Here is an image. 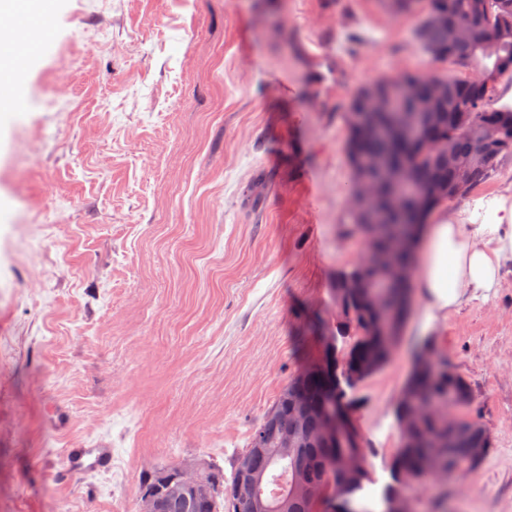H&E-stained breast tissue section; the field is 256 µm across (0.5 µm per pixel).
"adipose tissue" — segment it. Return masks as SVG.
<instances>
[{
	"label": "adipose tissue",
	"mask_w": 512,
	"mask_h": 512,
	"mask_svg": "<svg viewBox=\"0 0 512 512\" xmlns=\"http://www.w3.org/2000/svg\"><path fill=\"white\" fill-rule=\"evenodd\" d=\"M45 0H0V10L12 20L0 34V47L15 45L22 32L41 25ZM481 221L471 231L430 219L417 256L415 286L424 302L427 323L444 318L464 301L500 288L501 270L512 260V206L493 198L482 202Z\"/></svg>",
	"instance_id": "ef3b65f1"
}]
</instances>
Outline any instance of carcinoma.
<instances>
[{"label": "carcinoma", "mask_w": 512, "mask_h": 512, "mask_svg": "<svg viewBox=\"0 0 512 512\" xmlns=\"http://www.w3.org/2000/svg\"><path fill=\"white\" fill-rule=\"evenodd\" d=\"M398 13L421 14L416 39L423 52L437 64L435 78L448 87L447 96L434 102L431 111L419 114L402 102L394 108L413 118L411 139L394 134L387 140L361 131L359 114L369 111L375 93L394 77H382L356 88L343 112L346 127L345 154L351 172L364 157L392 154L410 163L426 178L412 187L387 189L403 198L390 216L384 231L363 243L361 257L336 273L331 295L336 309V333L355 337L343 367L344 383L351 386L381 370L399 346L401 330L412 302L413 249L418 229L434 211L487 182L501 159L512 156V104L502 101V87L512 85V38L499 41L496 33L512 29V0H398ZM445 13L451 19L479 27L488 44L470 46L448 43V31L435 25L432 17ZM493 74L488 84L474 82L476 73ZM478 140L496 154L487 165L474 150ZM469 167L470 181L459 185L460 169ZM408 240L398 265L404 277L384 287L383 274L369 266L374 248L391 249ZM335 374L311 369L288 382L262 421L251 431L246 449L236 455L230 477L211 467L216 485L210 498H185L159 493L163 512H248L253 499H265L272 512H322L326 497L334 495L347 503L344 512H365L355 496L366 480L365 450L353 435L334 445L306 442L310 431L320 426L328 412L340 409L344 390L333 383ZM472 403L466 379L441 364L434 374L412 368L401 390L395 416L400 448L392 468V483L383 490L384 500L405 497L412 490L429 488L431 499L448 496V486L437 484L440 474L465 475L487 457L492 441L477 420L453 417L451 408ZM297 444L287 446L288 439ZM261 476L257 484L241 477L242 461Z\"/></svg>", "instance_id": "carcinoma-1"}]
</instances>
